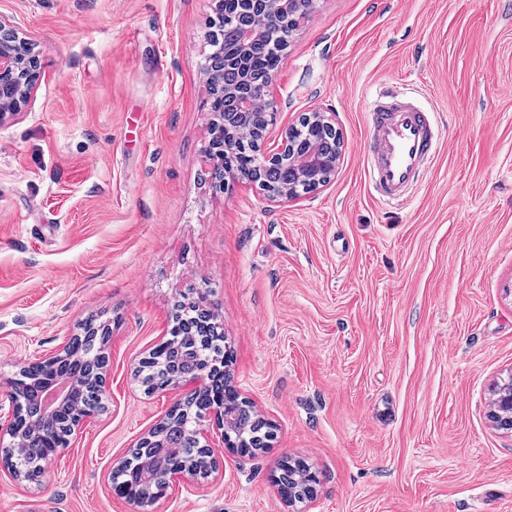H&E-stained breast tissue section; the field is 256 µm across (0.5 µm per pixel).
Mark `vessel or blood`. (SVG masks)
<instances>
[{
    "label": "vessel or blood",
    "instance_id": "1",
    "mask_svg": "<svg viewBox=\"0 0 512 512\" xmlns=\"http://www.w3.org/2000/svg\"><path fill=\"white\" fill-rule=\"evenodd\" d=\"M368 116L371 138L363 155L368 186L384 203H407L437 152L432 117L391 87L374 96Z\"/></svg>",
    "mask_w": 512,
    "mask_h": 512
}]
</instances>
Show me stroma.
<instances>
[{
  "mask_svg": "<svg viewBox=\"0 0 512 512\" xmlns=\"http://www.w3.org/2000/svg\"><path fill=\"white\" fill-rule=\"evenodd\" d=\"M42 81L0 124V391L108 326L106 397L41 484L0 467V512H288L283 459L318 477L302 512H512V430L490 411L512 373V0H316L277 70L276 120L332 113L330 181L270 205L214 193L205 59L211 0H0ZM438 113L441 147L401 206L361 153L382 85ZM218 308L232 383L270 448L214 450L148 504L112 469L180 399L141 359L196 289Z\"/></svg>",
  "mask_w": 512,
  "mask_h": 512,
  "instance_id": "stroma-1",
  "label": "stroma"
}]
</instances>
